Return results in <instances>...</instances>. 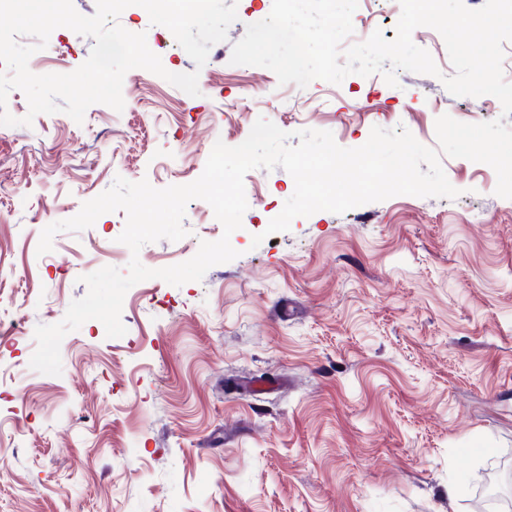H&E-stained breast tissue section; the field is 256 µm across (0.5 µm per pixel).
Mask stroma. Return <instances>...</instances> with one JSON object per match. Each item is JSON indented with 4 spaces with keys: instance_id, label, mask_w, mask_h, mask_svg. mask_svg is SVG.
I'll return each mask as SVG.
<instances>
[{
    "instance_id": "35a3bbf8",
    "label": "stroma",
    "mask_w": 512,
    "mask_h": 512,
    "mask_svg": "<svg viewBox=\"0 0 512 512\" xmlns=\"http://www.w3.org/2000/svg\"><path fill=\"white\" fill-rule=\"evenodd\" d=\"M272 3L237 0V21L200 68L128 7L120 24L145 33L169 72L198 71L199 96L136 68L123 111L94 104L80 123L40 114L0 137V512H476L483 471L512 467V199L496 195L492 167L463 158L441 159L457 198L319 211L269 237L294 180L251 170V202L230 237L236 259L180 286L134 285L124 336L89 320L64 337L61 375L30 367L36 327L86 295L80 276L135 256L117 241L121 211L37 252L46 226L116 177L191 183L213 138L239 145L261 116L291 145L315 129L344 148L375 126L437 147L443 114L512 126L497 98L446 90L454 68L425 26L412 40L439 76L401 71L394 87L378 73L282 86L269 69L231 64ZM400 14L399 0H359L351 42L377 30L393 39ZM93 44L57 28L29 68L72 72ZM183 224L188 236L136 257L171 266L223 234L202 200Z\"/></svg>"
}]
</instances>
